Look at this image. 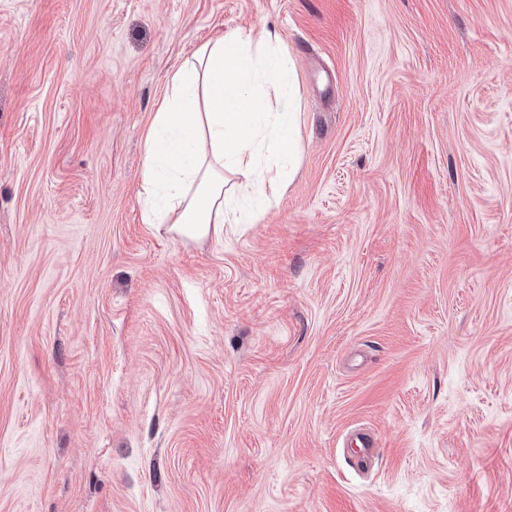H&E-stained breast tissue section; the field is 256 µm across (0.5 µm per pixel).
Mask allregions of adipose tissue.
<instances>
[{"label": "adipose tissue", "instance_id": "ef3b65f1", "mask_svg": "<svg viewBox=\"0 0 512 512\" xmlns=\"http://www.w3.org/2000/svg\"><path fill=\"white\" fill-rule=\"evenodd\" d=\"M290 71L265 27L206 42L170 76L145 141L144 223L202 240L254 223L279 198L300 153Z\"/></svg>", "mask_w": 512, "mask_h": 512}]
</instances>
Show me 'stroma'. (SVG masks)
Instances as JSON below:
<instances>
[{"label": "stroma", "mask_w": 512, "mask_h": 512, "mask_svg": "<svg viewBox=\"0 0 512 512\" xmlns=\"http://www.w3.org/2000/svg\"><path fill=\"white\" fill-rule=\"evenodd\" d=\"M264 26L293 179L157 231L168 76ZM0 512H512V0H0Z\"/></svg>", "instance_id": "35a3bbf8"}]
</instances>
